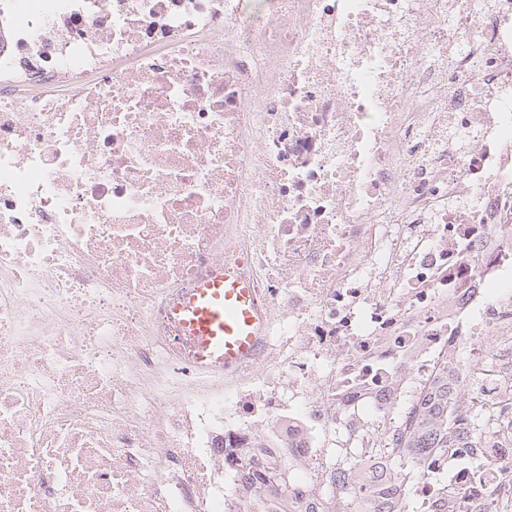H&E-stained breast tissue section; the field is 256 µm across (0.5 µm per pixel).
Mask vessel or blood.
Listing matches in <instances>:
<instances>
[{"mask_svg":"<svg viewBox=\"0 0 512 512\" xmlns=\"http://www.w3.org/2000/svg\"><path fill=\"white\" fill-rule=\"evenodd\" d=\"M170 315L194 362L212 374L224 373L249 358L266 330L251 282L221 266L181 295Z\"/></svg>","mask_w":512,"mask_h":512,"instance_id":"vessel-or-blood-1","label":"vessel or blood"}]
</instances>
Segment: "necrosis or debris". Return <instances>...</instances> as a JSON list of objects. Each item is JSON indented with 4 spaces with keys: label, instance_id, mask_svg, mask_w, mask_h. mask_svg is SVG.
I'll return each instance as SVG.
<instances>
[{
    "label": "necrosis or debris",
    "instance_id": "1",
    "mask_svg": "<svg viewBox=\"0 0 512 512\" xmlns=\"http://www.w3.org/2000/svg\"><path fill=\"white\" fill-rule=\"evenodd\" d=\"M224 266L226 376L169 316ZM458 362L409 512L512 507V0H0V512H358ZM171 318L188 343L194 362L222 374L249 358L265 336L264 314L252 283L215 267L173 304Z\"/></svg>",
    "mask_w": 512,
    "mask_h": 512
}]
</instances>
